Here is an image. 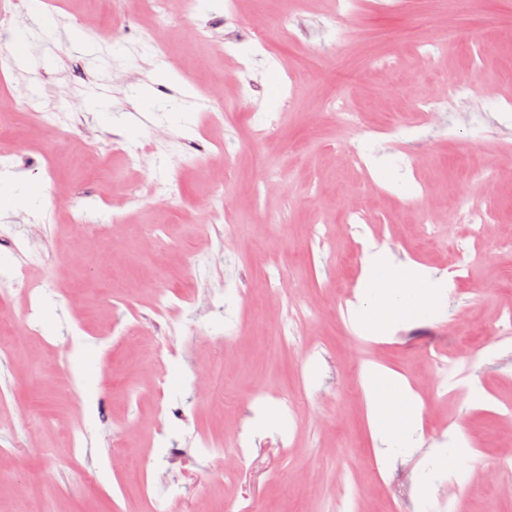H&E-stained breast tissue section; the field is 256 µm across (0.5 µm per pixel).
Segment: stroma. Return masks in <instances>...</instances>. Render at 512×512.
<instances>
[{
  "instance_id": "1",
  "label": "stroma",
  "mask_w": 512,
  "mask_h": 512,
  "mask_svg": "<svg viewBox=\"0 0 512 512\" xmlns=\"http://www.w3.org/2000/svg\"><path fill=\"white\" fill-rule=\"evenodd\" d=\"M130 0H67L65 9L42 6L26 10L12 28L0 33V53L14 54L26 35L27 66L13 69L0 84V104L23 99L33 80L44 78L50 91L69 87L83 117L82 133L56 148L52 169L31 164L27 147L42 137L28 125L0 131V149L12 151L15 170L5 182L16 198L0 203V269L22 266L13 242L22 237L53 254L52 285L39 272L27 284L39 289L36 320H29L28 297L13 296L15 329L24 341L12 363L0 365V512H28L39 501L43 512H145L143 489L125 465H113L112 442L126 444L128 456L158 485L178 484L181 497L173 512H213L222 499L248 501L253 512H320L343 477L361 491L364 512H413L420 456L385 465L376 451L368 417L365 370L382 367L404 380L431 378L430 348H454L467 326H453L455 313L467 311L493 323L502 304L512 302V254L501 252L512 237V169L484 178L501 150L512 149V0H461L437 7L435 0H397L390 8L364 0L341 18L346 41L316 57L307 40L269 35L252 41L258 24L274 25L278 0L256 7L241 0L233 25L223 23L224 0H197L196 20L214 25L213 46L199 51L186 26L176 23L160 39L185 63L181 73L157 64L149 55L87 34L85 17L110 21L128 12ZM450 32L448 50L431 70L414 54L421 39ZM235 36V53L222 55L227 36ZM394 63L385 78L366 69L363 53ZM296 87H289V76ZM454 76L475 87L490 86L493 96H479L482 113L453 111L429 122L421 141H402L412 100L434 82ZM107 87L108 111H99L98 87ZM347 98L363 116L354 131L341 129L322 103ZM224 110L223 128L213 139H234L236 150L215 161L208 174L174 170L165 149L176 141L192 147L200 137L201 115L208 105ZM242 112L263 116L287 113V120L256 141ZM119 131L127 143L143 150L136 173L112 180L120 168L116 154L96 155L103 134ZM356 142L370 166L376 186L368 191L348 165L336 141ZM284 165L286 193L256 196L264 169ZM179 178L180 192L168 207L156 206L148 193L126 203L130 182L143 184ZM224 187V221L243 224L245 236L227 243L230 264L190 267L186 256L206 250L197 229L198 203L211 182ZM88 211L111 205L123 212L124 224L111 233L87 238L68 223L67 207L54 222L41 215L55 197ZM461 203L491 204L497 213L485 232L481 257L459 248L464 232L448 222L450 208ZM360 211L374 236L399 261H414L433 272L467 267L471 277L448 297L445 316L401 329L391 340L359 333L353 326L349 297L362 274L364 252L346 228L349 211ZM446 225L445 235L419 244L415 226L421 217ZM164 224L163 240L143 235L129 241L125 223ZM165 251L170 272L165 280L178 290L196 279L200 294L224 306L223 316L199 309L202 336L186 337L162 364L169 414L158 416L154 379L145 374L151 346L150 324H142L137 343L123 336L136 311L150 302L147 288L155 278L154 260ZM303 252L305 264L293 270L290 295L304 302L310 317L303 325V346L275 352L266 345L271 316L280 296L261 288L264 271ZM252 285L249 294L240 282ZM240 329L234 346L220 349L215 339ZM210 371V396L194 395L193 372ZM312 385L295 420L272 421L256 433L242 461L208 455L210 441L250 426L260 414L251 395L265 393L262 406H277L276 395L293 389L298 377ZM485 390L488 402L476 407L458 397L461 381L449 378L446 403L424 399L426 444L447 441L450 426L460 427L474 452L472 482L495 455L512 444V425L498 418L512 403V343L488 347L468 374ZM88 435L90 453H76L69 439L73 419ZM196 435L198 455L167 468L157 466L160 448Z\"/></svg>"
}]
</instances>
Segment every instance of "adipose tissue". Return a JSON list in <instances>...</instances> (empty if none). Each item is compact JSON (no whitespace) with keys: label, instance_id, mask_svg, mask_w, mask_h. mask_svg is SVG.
I'll use <instances>...</instances> for the list:
<instances>
[{"label":"adipose tissue","instance_id":"ef3b65f1","mask_svg":"<svg viewBox=\"0 0 512 512\" xmlns=\"http://www.w3.org/2000/svg\"><path fill=\"white\" fill-rule=\"evenodd\" d=\"M448 298L447 277L419 270L413 263L395 260L386 246L365 247L362 286L349 307L355 327L368 335L389 334L401 325L439 316ZM372 434L384 463L414 455L423 443L422 406L402 381L374 369L365 376ZM473 453L458 435L428 452L417 475L420 512H430L434 486L448 479L463 482Z\"/></svg>","mask_w":512,"mask_h":512}]
</instances>
